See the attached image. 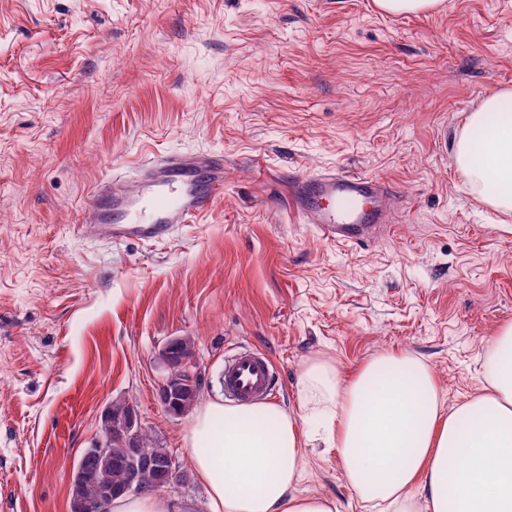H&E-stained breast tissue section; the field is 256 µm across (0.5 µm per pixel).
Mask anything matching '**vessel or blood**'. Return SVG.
I'll list each match as a JSON object with an SVG mask.
<instances>
[{
    "label": "vessel or blood",
    "instance_id": "b4317fda",
    "mask_svg": "<svg viewBox=\"0 0 512 512\" xmlns=\"http://www.w3.org/2000/svg\"><path fill=\"white\" fill-rule=\"evenodd\" d=\"M135 169L134 183L121 172L93 186L80 234L159 242L175 225L207 214L224 194V162L212 155L148 158ZM391 192L379 178L330 168L290 181L293 207L322 238L362 249L388 223ZM222 384L225 398L239 404L268 401L276 391L274 365L264 352L238 348L224 358Z\"/></svg>",
    "mask_w": 512,
    "mask_h": 512
}]
</instances>
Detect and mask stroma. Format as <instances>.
I'll use <instances>...</instances> for the list:
<instances>
[{
  "label": "stroma",
  "mask_w": 512,
  "mask_h": 512,
  "mask_svg": "<svg viewBox=\"0 0 512 512\" xmlns=\"http://www.w3.org/2000/svg\"><path fill=\"white\" fill-rule=\"evenodd\" d=\"M512 87V0L387 16L373 0H0V512H71L70 474L104 412L133 406L202 512L184 436L158 401L165 346L192 337L199 399L224 357L265 352L276 405L303 363L382 352L431 365L444 408L483 384L512 324V216L465 186L456 136ZM224 158V196L158 243L88 239L91 187L145 158ZM341 166L391 182L372 248L319 237L292 175ZM300 490L362 512L335 450Z\"/></svg>",
  "instance_id": "stroma-1"
}]
</instances>
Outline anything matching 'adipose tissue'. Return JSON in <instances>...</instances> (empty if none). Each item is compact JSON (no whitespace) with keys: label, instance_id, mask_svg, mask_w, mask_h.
Segmentation results:
<instances>
[{"label":"adipose tissue","instance_id":"1","mask_svg":"<svg viewBox=\"0 0 512 512\" xmlns=\"http://www.w3.org/2000/svg\"><path fill=\"white\" fill-rule=\"evenodd\" d=\"M465 185L512 213V88L486 94L455 139ZM482 390L439 411L430 364L378 354L350 376L332 359L304 362L299 415L280 406L200 404L185 436L206 512H341L335 498L301 494L313 418L361 503L386 512H512V325L489 338Z\"/></svg>","mask_w":512,"mask_h":512}]
</instances>
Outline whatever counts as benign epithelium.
<instances>
[{
  "label": "benign epithelium",
  "instance_id": "benign-epithelium-1",
  "mask_svg": "<svg viewBox=\"0 0 512 512\" xmlns=\"http://www.w3.org/2000/svg\"><path fill=\"white\" fill-rule=\"evenodd\" d=\"M162 363L167 369V375L159 388V402L169 415L176 417L181 415V411L176 409V402L182 389L189 386V382L185 379L190 371L189 361L175 354V345L171 342L162 353ZM140 430L139 416L135 409L131 408L122 419L105 430L99 439L96 450L106 451L122 458L125 471L120 485L100 492L97 499L98 505L105 507L116 496L138 494L144 491L139 475L145 469L155 470L171 484L177 481L178 475L173 459L157 460L140 450L138 443Z\"/></svg>",
  "mask_w": 512,
  "mask_h": 512
}]
</instances>
